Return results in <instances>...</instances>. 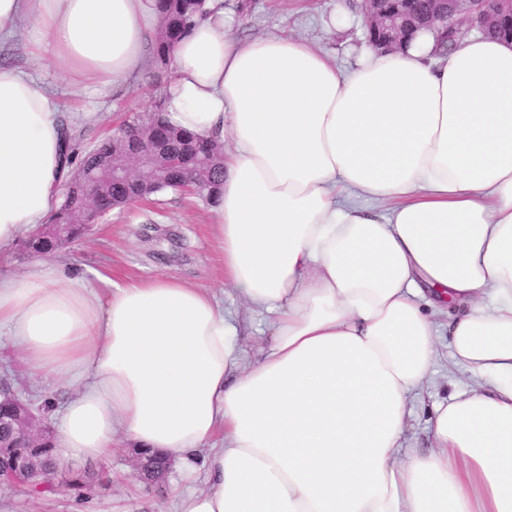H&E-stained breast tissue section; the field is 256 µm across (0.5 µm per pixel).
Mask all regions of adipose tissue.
<instances>
[{"label": "adipose tissue", "instance_id": "ef3b65f1", "mask_svg": "<svg viewBox=\"0 0 512 512\" xmlns=\"http://www.w3.org/2000/svg\"><path fill=\"white\" fill-rule=\"evenodd\" d=\"M156 0H0V39L125 86ZM207 11L172 50L174 127L232 148L211 207L223 284L269 339L244 360L215 292L168 276L107 293L63 254L0 271V361L73 391L54 462L122 439L206 470L181 512H512V42L431 33L344 70L305 41L236 38ZM75 160L59 102L0 67V255L46 224ZM448 305L472 382L404 447ZM222 447H214L215 439Z\"/></svg>", "mask_w": 512, "mask_h": 512}]
</instances>
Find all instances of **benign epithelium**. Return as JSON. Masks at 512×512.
I'll list each match as a JSON object with an SVG mask.
<instances>
[{
	"label": "benign epithelium",
	"instance_id": "benign-epithelium-1",
	"mask_svg": "<svg viewBox=\"0 0 512 512\" xmlns=\"http://www.w3.org/2000/svg\"><path fill=\"white\" fill-rule=\"evenodd\" d=\"M361 11L367 33L378 37L372 45L391 51L408 37L407 24L420 12V0H361ZM423 18L429 27L441 25L456 30L459 24L465 23L479 33L498 32L512 37V0H427ZM209 163L210 159L202 154H174L159 148L157 140L150 138L148 119L136 115L124 131L112 135V155L98 158L96 169L111 175L114 181L130 182L134 165L149 168L156 178L162 179L177 164L188 170L185 189L192 192L191 182L197 179L198 170ZM95 186L92 173H77L67 185V189L88 201L76 215L75 223L79 225L93 223L102 213ZM13 401L17 405L16 413L7 418L0 416V429H7L12 447L32 448L47 442L48 426L40 409L16 395ZM0 482L26 489L43 485L46 475L22 466L0 473Z\"/></svg>",
	"mask_w": 512,
	"mask_h": 512
}]
</instances>
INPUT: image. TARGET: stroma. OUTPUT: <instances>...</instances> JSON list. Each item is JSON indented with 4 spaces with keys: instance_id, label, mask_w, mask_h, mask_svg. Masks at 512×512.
Listing matches in <instances>:
<instances>
[{
    "instance_id": "1",
    "label": "stroma",
    "mask_w": 512,
    "mask_h": 512,
    "mask_svg": "<svg viewBox=\"0 0 512 512\" xmlns=\"http://www.w3.org/2000/svg\"><path fill=\"white\" fill-rule=\"evenodd\" d=\"M246 2L248 8L236 29L240 39L291 35L328 54L344 69L353 67L367 47L360 0H345V16L339 21L331 17L332 0ZM2 65L38 75L57 95L63 114L89 113V120L72 134V148L79 157L111 136L129 117L154 112L162 105L169 75L168 67L150 54L127 87L79 90L52 62L30 59L17 46L0 48ZM208 220L209 206L202 200L163 191L150 200L103 213L67 251L77 270L94 275L93 285L101 292L113 281L159 273L210 288L218 284L221 259ZM220 298L225 309L233 311L243 324L241 349L247 356H255L267 340L266 315L248 312L232 290H224ZM432 318L438 328L437 358L420 394L410 403L405 433L409 448L429 447V419L435 404L447 400L455 388L468 381L466 371L449 355L447 314L436 312ZM4 382L38 407L47 402L59 404L71 392L64 384H40L13 361L0 363V383ZM83 468L94 478L105 480V487L83 495L63 491L49 496L0 487V512H179L181 495L205 487V476L199 470L188 475L170 470L165 482L158 485L140 482L134 451L126 444L118 446L108 459L86 462Z\"/></svg>"
}]
</instances>
